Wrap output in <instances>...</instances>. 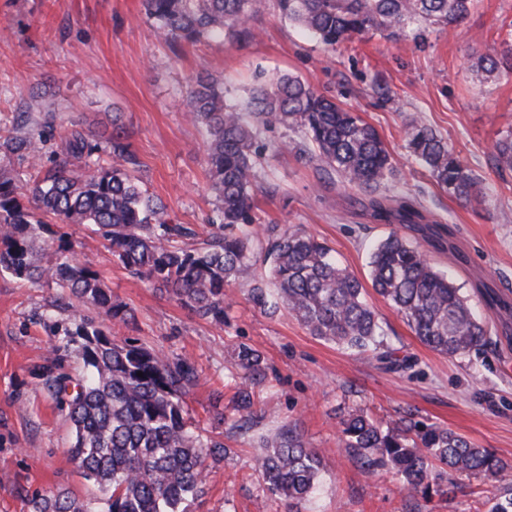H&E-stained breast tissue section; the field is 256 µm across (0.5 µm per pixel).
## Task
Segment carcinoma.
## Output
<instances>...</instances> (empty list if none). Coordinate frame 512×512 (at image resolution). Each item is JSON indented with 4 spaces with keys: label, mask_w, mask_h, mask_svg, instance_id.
Wrapping results in <instances>:
<instances>
[{
    "label": "carcinoma",
    "mask_w": 512,
    "mask_h": 512,
    "mask_svg": "<svg viewBox=\"0 0 512 512\" xmlns=\"http://www.w3.org/2000/svg\"><path fill=\"white\" fill-rule=\"evenodd\" d=\"M475 0H278L288 19L328 48L349 45L374 33L390 39L425 42L432 28L451 29L471 13ZM268 0H144L157 36L172 44L197 42L220 33L229 42L255 37L252 21ZM474 67L512 74V33L492 50L474 56ZM191 120L205 131L210 189L215 195L208 230H195L170 217L165 203L143 189L139 161L129 135L112 118V162L91 160L83 131L66 129L63 157L51 167L31 166L18 181L9 162L36 156L55 116L39 126L0 124V272L37 284L45 279L68 290L75 301L73 328L60 348L77 347L84 370L72 379L58 372L59 355L39 368L46 390L67 406L73 440L67 449L84 479L100 492L96 502L66 493L36 494L30 512H184L186 500L203 492L206 459L226 452L224 443L203 436L187 418L184 396L193 367L170 361L136 341H119L82 309L112 319L130 316L112 302L99 273L79 262L70 242L54 236L44 218L61 224H92L130 274L175 297L198 317L222 323L231 297L226 286H247L254 306L265 312L284 308L311 335L349 350L372 351L393 371L413 367L386 342L378 313L364 298L358 278L336 262L333 249L300 227L254 228L253 197L259 189L260 128L278 124L300 135L277 150H294L319 173H338L349 184L376 190L396 177V166L377 130L333 99L290 74L275 75L253 89L246 108L228 103L210 74L200 75L186 93ZM407 145L433 180L461 202L479 195L478 182L448 143L422 120L409 123ZM498 169L512 170V131L495 145ZM367 207L387 224L423 219L409 201L371 198ZM269 280L257 276V265ZM374 291L407 322L430 349L448 357L477 353L490 331L472 313L454 282L434 268L403 236L391 232L370 256ZM143 376H138V373ZM236 398L253 404L247 381L261 376L262 359L241 344L229 369ZM339 433L350 460L366 472L390 468L404 486L424 495L454 492V476L478 475L496 488L488 512H512V466L444 427L414 420L407 413L382 424L355 408L341 420ZM322 469L318 453L292 430L262 441L258 472L262 490L293 503L310 497Z\"/></svg>",
    "instance_id": "obj_1"
}]
</instances>
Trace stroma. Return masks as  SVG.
<instances>
[{
	"label": "stroma",
	"mask_w": 512,
	"mask_h": 512,
	"mask_svg": "<svg viewBox=\"0 0 512 512\" xmlns=\"http://www.w3.org/2000/svg\"><path fill=\"white\" fill-rule=\"evenodd\" d=\"M253 25L258 35L247 42L213 36L173 47L158 39L142 0H0V122L22 112H52L50 149L76 123L103 151L112 119L120 117L148 191L177 223L199 230L215 197L204 133L185 106L197 75L222 79L225 99L238 102L259 81L289 73L373 125L397 167L384 192L412 200L424 216L421 225L379 223L366 209L367 192L339 175L319 176L295 153L277 152L288 135L278 125L259 135L264 151L255 215L263 225L302 226L363 281L374 246L398 232L448 272L488 323L494 343L482 353L451 358L431 350L371 290L366 299L385 324L388 345L416 361L409 372L388 371L372 353L310 335L287 310L269 314L254 307L240 285L223 323H210L114 262L93 225L62 230L76 255L100 273L113 301L133 314L109 321L112 335L188 361L195 370L185 397L189 415L229 452L209 460L204 492L187 512H487L494 489L475 476H459L448 497L408 491L388 469L368 475L347 459L338 421L359 407L386 424L410 409L512 465V171L495 166V143L512 130V76L486 77L472 66L475 50L498 46L512 31V0H476L461 25L433 29L419 47L368 35L328 49L275 4ZM375 83L387 88V99L370 94ZM416 116L478 178L479 201L449 196L408 152L406 130ZM489 293L504 307L488 308ZM69 303L53 282L33 285L0 275V512H28L35 494L65 491L83 500L97 494L67 456L66 408L37 375L70 324ZM241 344L260 354L264 375L252 386L254 424L234 432L230 426L240 413L229 369ZM286 426L323 465L316 493L293 504L263 492L255 466L261 438Z\"/></svg>",
	"instance_id": "obj_1"
}]
</instances>
